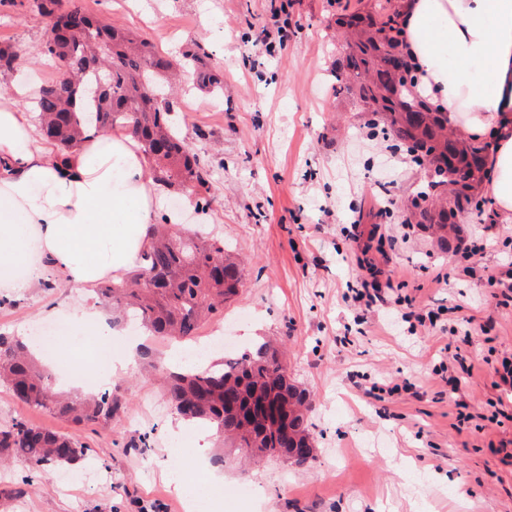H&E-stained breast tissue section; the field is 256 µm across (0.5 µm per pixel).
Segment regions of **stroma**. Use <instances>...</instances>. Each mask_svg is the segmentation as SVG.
<instances>
[{
    "instance_id": "obj_1",
    "label": "stroma",
    "mask_w": 512,
    "mask_h": 512,
    "mask_svg": "<svg viewBox=\"0 0 512 512\" xmlns=\"http://www.w3.org/2000/svg\"><path fill=\"white\" fill-rule=\"evenodd\" d=\"M79 2L161 54L202 46L224 74L223 97L190 88L172 99L209 173L198 189L164 186L162 208L242 258V285L213 323L233 353L265 336L283 341L288 374L310 395L317 452L303 466L266 458L244 467L238 450L209 448L202 463L222 489L216 512H512V403L503 404L506 420L491 421L502 391L489 365L512 355V300L462 273L468 264L497 270L512 255V223L486 212L464 219L449 247L419 224L402 241L406 205L426 171L361 110L354 91H334L345 55L336 19L377 0ZM282 10L288 41L270 58L255 38ZM49 29L34 0H0V45L27 60L0 74V91L15 79L41 86L57 78V59L42 52ZM393 188L395 208L385 196ZM198 194L211 201L199 213L184 205ZM353 223L392 242L380 262L388 304L368 309L346 295L362 275L361 246L344 232ZM474 238L484 248L464 259ZM399 294L421 313L450 308L447 326L408 329L391 302ZM84 301L61 283L0 290V333L28 339L50 326V312ZM142 347L148 357L112 375L108 387L123 407L103 427H76L0 387V425L21 415L88 448L70 473L34 478L21 459L0 467V512H189L182 466L169 452L180 417L148 365L173 357L176 345L146 335ZM457 354L470 371L453 397L433 367ZM405 380L410 391L367 393L371 383ZM459 400L478 423L458 425Z\"/></svg>"
}]
</instances>
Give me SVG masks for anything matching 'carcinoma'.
<instances>
[{
    "mask_svg": "<svg viewBox=\"0 0 512 512\" xmlns=\"http://www.w3.org/2000/svg\"><path fill=\"white\" fill-rule=\"evenodd\" d=\"M40 13L54 19L44 53L63 57L69 76L43 85L36 101L42 133L61 145L76 146L92 129L129 131L143 146L155 180L165 184L206 183L207 169L181 135L172 104L160 95L161 84L176 72L192 77L196 87L224 94V83L205 62L201 48L169 59L123 32L102 24L81 6L60 8L61 0H36ZM346 27L345 72L366 74L360 85L364 110L382 118L396 139L413 155L414 163L457 175L459 203L470 213L484 212L488 201L479 187L488 177V142H473L448 133V115L416 91L414 78L393 86L398 69L411 72L403 52L400 12H354L339 19ZM438 212L421 213L419 223L436 224L448 234L442 200ZM153 242L139 269L119 282L94 289L96 302L151 336L191 340L202 324L238 293L240 261L224 249V241L179 230L173 224H152ZM279 353L264 339L238 357L205 371L157 367L166 396L188 422L212 425L219 438L236 448H264L270 457L298 458L313 450L309 394L279 372ZM0 383L20 403L76 424L112 421L119 404L105 391L89 397H65L55 392L40 371L30 346L0 335ZM87 447L75 438L30 423L18 416L0 426V461L12 457L29 462L35 471L70 469Z\"/></svg>",
    "mask_w": 512,
    "mask_h": 512,
    "instance_id": "cac0c4a2",
    "label": "carcinoma"
}]
</instances>
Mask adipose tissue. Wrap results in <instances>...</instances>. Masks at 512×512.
Listing matches in <instances>:
<instances>
[{
    "instance_id": "ef3b65f1",
    "label": "adipose tissue",
    "mask_w": 512,
    "mask_h": 512,
    "mask_svg": "<svg viewBox=\"0 0 512 512\" xmlns=\"http://www.w3.org/2000/svg\"><path fill=\"white\" fill-rule=\"evenodd\" d=\"M401 23L412 72L449 127L496 142L486 191L512 221V0H408ZM37 95L21 81L0 93V288L18 287L22 270L38 278L31 238L68 287L121 280L151 246L162 189L128 133L91 131L58 152L37 132Z\"/></svg>"
}]
</instances>
